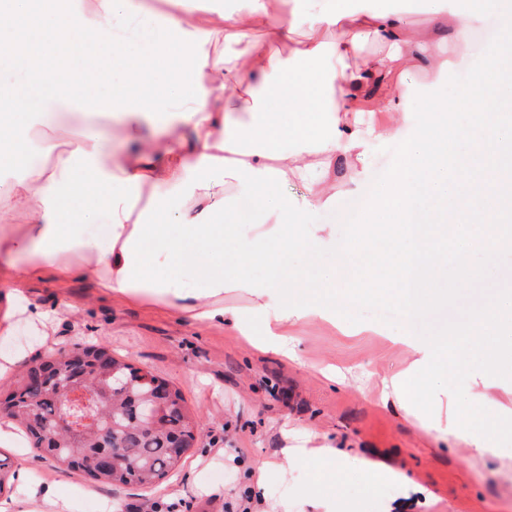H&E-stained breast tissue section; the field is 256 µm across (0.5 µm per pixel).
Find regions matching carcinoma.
<instances>
[{
    "mask_svg": "<svg viewBox=\"0 0 512 512\" xmlns=\"http://www.w3.org/2000/svg\"><path fill=\"white\" fill-rule=\"evenodd\" d=\"M139 372L103 344L79 345L62 360L26 369L17 389L4 400L6 417L24 428L34 447L94 480L109 485L159 484L181 465L167 454L168 442L178 436L191 443L200 423L180 390L156 376L154 384L142 383ZM57 378L70 381L73 393L63 405L54 385ZM145 402L160 403L161 425L141 421L139 408ZM59 418L65 425L56 438L45 440ZM105 439L124 449L110 469L103 467L96 452Z\"/></svg>",
    "mask_w": 512,
    "mask_h": 512,
    "instance_id": "carcinoma-1",
    "label": "carcinoma"
}]
</instances>
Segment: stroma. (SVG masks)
<instances>
[{
  "label": "stroma",
  "instance_id": "35a3bbf8",
  "mask_svg": "<svg viewBox=\"0 0 512 512\" xmlns=\"http://www.w3.org/2000/svg\"><path fill=\"white\" fill-rule=\"evenodd\" d=\"M490 12L468 44L439 41L428 32L449 62L440 91L455 99L470 72L485 61L487 30L497 25ZM86 122L69 111L48 117L32 132L23 167L0 168V191L18 178L51 166L41 151L48 134L68 139ZM403 145L402 137L370 139L359 166L361 183L376 173H390ZM292 204L311 224H323L345 240L351 224L340 215L351 190L342 186L334 206L311 208L301 183L285 187ZM500 283L489 275L481 284L459 292L441 309L423 313L422 331L447 329L468 318ZM34 304L52 312L46 326L16 321L0 338V361H28L62 347L88 342L105 344L114 356L146 369L179 389L202 429L184 455L181 467L152 489L106 485L86 478L43 453L29 448L22 434L0 443V458L12 471L27 469L30 483L49 491L53 505L30 502L31 512H85L86 502L106 503L137 512L143 500L179 512H313L305 498L317 488L337 499L336 512H512V380L484 389L478 374L458 370L426 384L418 407L408 411L383 401V378L409 369L412 358L395 343L402 316L385 297L357 295L347 301L335 324L302 322L292 327L300 354L291 363L250 346L236 331L175 313L169 306L98 293L92 278L60 282L46 277L29 282ZM497 402L491 411L500 430L496 455L480 457L451 433L450 412L459 402ZM312 429L326 436L341 457L340 466L314 478L310 464L286 456L282 432ZM267 461L262 479L255 465ZM390 468V485H370L365 461Z\"/></svg>",
  "mask_w": 512,
  "mask_h": 512
}]
</instances>
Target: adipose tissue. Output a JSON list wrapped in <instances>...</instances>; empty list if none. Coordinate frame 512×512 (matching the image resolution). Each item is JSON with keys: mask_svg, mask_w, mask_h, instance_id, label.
<instances>
[{"mask_svg": "<svg viewBox=\"0 0 512 512\" xmlns=\"http://www.w3.org/2000/svg\"><path fill=\"white\" fill-rule=\"evenodd\" d=\"M237 10L166 0L156 13L148 0H0V44L8 63L28 72L22 83L0 81V165L19 164L31 128L64 106L87 115L68 145L48 137L49 171L18 179L0 200V282L8 307L0 335L25 314L45 322L23 285L50 274L67 280L95 278L98 288L134 300L177 307L209 323H232L244 338L252 332L224 294L245 292L254 313L277 293L278 312L268 319L260 351L290 360L299 355L289 326L318 318L335 323L357 280L350 255L366 250L386 258L388 291L407 320L400 331L414 360L386 386L401 402L412 400L425 380L451 366L483 370L485 386L512 365V350L498 344L512 337V293L457 327L453 336L431 337L412 324L435 302L440 288V248L424 208L446 219L445 231L459 254L512 251V185L494 174L512 162V114L488 107L487 84L497 75L490 56L458 103L442 98L439 83L448 62L434 57V84L409 98L394 72L421 48L403 21L399 5L381 10L373 0H341L337 10L315 15L311 34L293 40L295 24L279 15L281 0H243ZM433 26L451 23L450 36L464 44L493 0H424ZM382 50L367 53L368 42ZM197 78L186 92L183 69ZM161 96L145 94L149 81ZM383 112L408 125L405 151L383 182L351 237L336 242L330 231L310 224L280 190L295 179L312 206L336 197V162L359 161L368 144L363 115ZM104 114L135 130L166 121L134 153L113 152L96 121ZM468 152H460V141ZM249 185L261 229L237 230L232 191ZM190 203L168 210L172 188ZM168 210L167 223L135 221L136 210ZM107 212L106 241L84 237L81 227ZM23 223H13L14 213ZM336 256L322 276L287 273L289 254ZM261 264L265 282L246 269ZM195 266L203 291L187 287L180 271Z\"/></svg>", "mask_w": 512, "mask_h": 512, "instance_id": "ef3b65f1", "label": "adipose tissue"}]
</instances>
